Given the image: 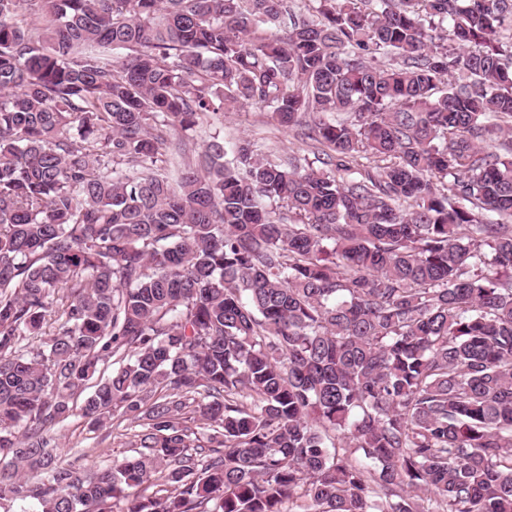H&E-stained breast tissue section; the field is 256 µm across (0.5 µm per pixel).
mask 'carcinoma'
Wrapping results in <instances>:
<instances>
[{"label": "carcinoma", "mask_w": 512, "mask_h": 512, "mask_svg": "<svg viewBox=\"0 0 512 512\" xmlns=\"http://www.w3.org/2000/svg\"><path fill=\"white\" fill-rule=\"evenodd\" d=\"M507 119L512 0H0V512H512ZM266 113L256 106L220 112L207 125L189 133L190 146L194 149L192 153L197 157V152H201L210 136H219L225 142L249 139L269 159L292 155L301 159L304 166L314 162L313 168H326L316 160L312 152L315 150L302 140L299 127H280L272 123ZM128 428V430H127ZM120 412L102 426H92L75 411L66 422L55 427L53 434L60 461L78 471H93L98 467L111 466L113 460H121L133 453V430ZM128 435H120L126 434Z\"/></svg>", "instance_id": "cac0c4a2"}]
</instances>
